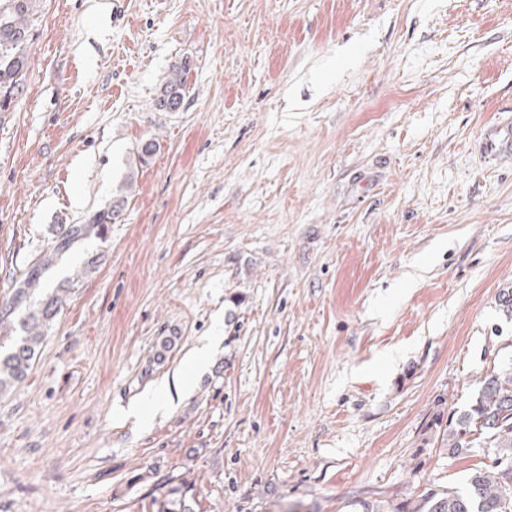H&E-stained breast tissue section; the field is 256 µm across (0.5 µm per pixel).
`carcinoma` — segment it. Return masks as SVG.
I'll list each match as a JSON object with an SVG mask.
<instances>
[{
    "label": "carcinoma",
    "mask_w": 512,
    "mask_h": 512,
    "mask_svg": "<svg viewBox=\"0 0 512 512\" xmlns=\"http://www.w3.org/2000/svg\"><path fill=\"white\" fill-rule=\"evenodd\" d=\"M31 8L32 0H0V112L12 111L24 92ZM186 74L187 63L172 66L156 94L157 110H163L170 98L185 99ZM123 209L124 200H114L84 224L58 225L57 249L103 235L104 225L116 222ZM47 263L49 260H43L22 272L0 302V394L26 379L46 332L66 304L67 293L80 282L75 277L68 279L65 287L42 288L40 268ZM482 435L495 449V459L489 470L471 475L467 493L431 492L406 502L401 512H512V364L502 366L484 381L470 410L448 417L449 453L467 451ZM193 499L189 481L171 479L154 498V506L156 512H195Z\"/></svg>",
    "instance_id": "carcinoma-1"
}]
</instances>
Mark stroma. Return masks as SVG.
Returning <instances> with one entry per match:
<instances>
[{
	"label": "stroma",
	"mask_w": 512,
	"mask_h": 512,
	"mask_svg": "<svg viewBox=\"0 0 512 512\" xmlns=\"http://www.w3.org/2000/svg\"><path fill=\"white\" fill-rule=\"evenodd\" d=\"M28 26L0 296L97 263L0 395V512H153L177 476L195 512L467 492L494 451L450 454L448 418L512 361V0H35ZM187 63L176 64L172 66V70L169 75L165 79V81L159 87V90L156 94L155 98V106L157 110L162 112H177L179 110V106L177 102L169 105L171 100L168 98L172 96V99L176 101L177 98L185 100L186 97V74H187ZM168 100V101H167ZM167 101V105L165 106V110L163 109L164 102ZM124 209V200H112L107 210L96 212L85 224H60L56 230L57 250L63 251L75 242L94 236H102L104 224L115 223Z\"/></svg>",
	"instance_id": "35a3bbf8"
}]
</instances>
